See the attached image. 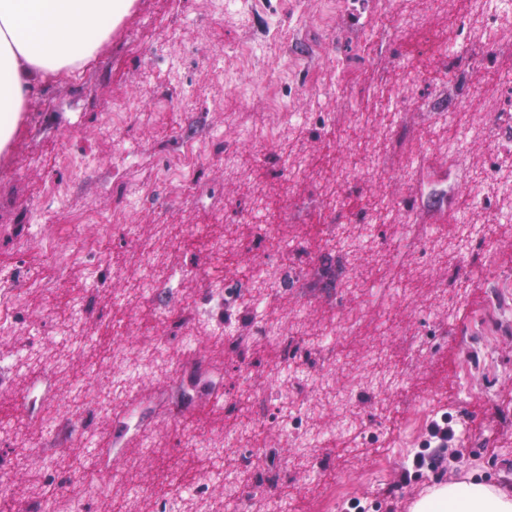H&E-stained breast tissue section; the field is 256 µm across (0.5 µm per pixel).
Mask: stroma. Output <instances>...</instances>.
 <instances>
[{
  "label": "stroma",
  "instance_id": "35a3bbf8",
  "mask_svg": "<svg viewBox=\"0 0 512 512\" xmlns=\"http://www.w3.org/2000/svg\"><path fill=\"white\" fill-rule=\"evenodd\" d=\"M468 0H346L325 25L318 0H243L236 10L208 0H134L97 58L73 80L49 84L24 112L0 152V269L17 275L0 295V321L16 328L12 349L26 358L0 384V512H29L35 478L111 483L127 456L147 449L139 480L173 473L202 478L213 467L201 449L185 447L178 424L211 435L249 424L253 464L266 463L263 421L235 406L231 361L187 355L180 375L199 384L190 398L146 380L94 421L91 445L61 448L52 458L23 457L19 447L46 438L44 415L88 366L102 389L112 371L102 358L121 323L130 346L165 336L178 346L198 312L182 307L160 321L145 288L159 269L180 274V286L203 299L211 278L241 283L237 336L256 375L273 371L277 352L254 319L248 284L262 261L308 264L299 293L269 301L273 317L301 308L305 323L294 344L309 350L295 380L299 405L320 397L319 368L341 353L336 385L356 384L347 406L326 405L311 424L317 449L281 447L288 460L268 494H282L286 512H349L353 500L374 512H412L434 486L463 478L512 487V223L499 210L502 176L511 173L492 151L491 137L448 153V110L489 113L512 104L501 83L512 73V34L488 44L464 26ZM286 31L287 43L271 40ZM254 55L242 63L238 50ZM280 89L284 113L273 115L267 86ZM115 111L125 126L108 124ZM316 112L315 124L295 121ZM205 147L184 197L167 169L186 145ZM417 163L405 173L403 152ZM69 155L73 169L58 166ZM300 158L306 177L294 183L287 161ZM350 177L337 181L339 170ZM60 188L39 204L44 183ZM152 186L132 238L122 228L99 231L85 250L86 228L75 215L125 201L126 191ZM485 195L478 232L456 259L432 249L431 238L455 236L471 208L470 190ZM26 224H54L65 262L50 290L28 283L41 249ZM274 235L258 238L260 225ZM232 230L239 248L215 261L213 245ZM355 262L353 278H322L325 256ZM429 264L427 278L415 276ZM448 293L438 313L439 289ZM79 335H72L74 317ZM355 321L357 335L316 341L323 326ZM390 352L393 381L375 387L366 360L377 346ZM429 411L418 436L408 429L417 406ZM136 416L137 431L114 445L119 422ZM447 421L455 435L438 469L414 457ZM344 500L332 502L335 491Z\"/></svg>",
  "mask_w": 512,
  "mask_h": 512
}]
</instances>
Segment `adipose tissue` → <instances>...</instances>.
<instances>
[{
  "mask_svg": "<svg viewBox=\"0 0 512 512\" xmlns=\"http://www.w3.org/2000/svg\"><path fill=\"white\" fill-rule=\"evenodd\" d=\"M133 0H0V150L49 83L79 74ZM412 512H512V492L475 480L442 484Z\"/></svg>",
  "mask_w": 512,
  "mask_h": 512,
  "instance_id": "1",
  "label": "adipose tissue"
}]
</instances>
